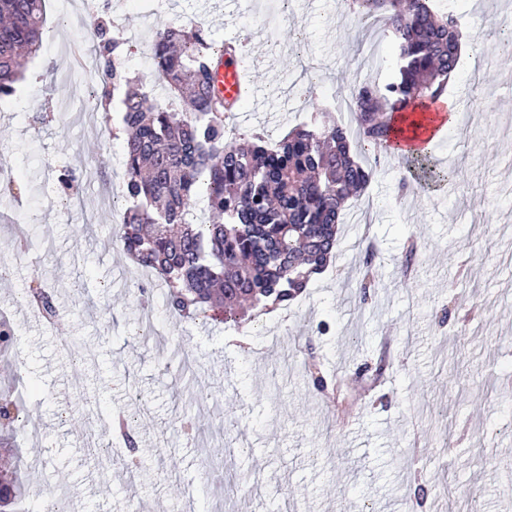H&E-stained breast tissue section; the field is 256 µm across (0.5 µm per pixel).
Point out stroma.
Here are the masks:
<instances>
[{"mask_svg":"<svg viewBox=\"0 0 512 512\" xmlns=\"http://www.w3.org/2000/svg\"><path fill=\"white\" fill-rule=\"evenodd\" d=\"M113 36L135 47L123 63L144 73L153 25L204 26L214 43L250 30L243 59L265 112L244 132L284 136L313 111L297 94L302 72L318 98L348 94L354 76L376 80L393 46L382 30L355 37L344 0H108ZM468 23L462 47L486 45L480 68L461 66L449 96L468 90L474 118L439 141L440 165L459 159L455 193L417 192L397 199V167L379 164L343 224L335 258L288 305L252 328L185 322L165 312L166 290L118 250L99 251L121 223L125 203L122 140L110 125L86 128L76 113L92 104V76L73 63L89 21L80 0H46L42 46L14 97L0 101V164L30 185L0 194V256L12 259L0 280V308L20 338L16 352L36 386L28 411L41 428L40 449L17 437L20 471L32 488L63 496L72 512H412L422 481L429 512H512V54L496 43L498 18L512 0H450ZM107 164L78 198L59 195L55 174ZM36 226L40 243L15 251V223ZM384 258L367 303L353 299L366 240ZM421 255L412 274L409 240ZM52 285L63 317L48 324L17 307L31 278ZM149 285L150 308L137 300ZM449 315H442V308ZM152 323L161 345L134 335ZM313 343L340 388L334 400L311 389L302 350ZM191 359L193 411L209 448L180 437L173 397L177 370ZM383 367L380 380L360 375ZM123 412L137 433L145 469L137 481L102 468Z\"/></svg>","mask_w":512,"mask_h":512,"instance_id":"obj_1","label":"stroma"}]
</instances>
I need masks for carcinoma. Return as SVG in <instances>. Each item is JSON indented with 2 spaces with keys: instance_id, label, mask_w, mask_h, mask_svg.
<instances>
[{
  "instance_id": "cac0c4a2",
  "label": "carcinoma",
  "mask_w": 512,
  "mask_h": 512,
  "mask_svg": "<svg viewBox=\"0 0 512 512\" xmlns=\"http://www.w3.org/2000/svg\"><path fill=\"white\" fill-rule=\"evenodd\" d=\"M356 24L384 17L396 58L383 79L351 86L356 135L316 109L310 122L274 141L264 134H231L224 126V99L215 94L213 71L224 46L202 26L173 25L151 32L154 80L164 90L131 78L121 67L122 43L111 36L112 16L96 10L89 33L97 63L93 110L108 119L120 113L126 132L123 154L129 202L112 243L138 268L157 273L167 288L166 309L182 318L239 323L244 307L269 311L302 295L329 265L348 202L365 190L371 169L358 155L383 150L396 137L388 113L411 115L444 97L462 56L460 20L435 0H346ZM45 22V0H0V100L24 79L20 58L37 54ZM399 192L437 182L457 185V165L437 168L432 152L401 159ZM203 201L214 220L194 213ZM379 251L364 248L355 296L364 303L375 288ZM23 295L46 322L58 319L54 290L33 279ZM13 327L0 318V359L13 357ZM303 369L316 391L335 383L313 352ZM22 394L0 398V447L18 451L14 437L25 420ZM188 441L201 431L196 415L176 413ZM127 468L142 471L132 429L121 430ZM36 495L19 477L0 480V512H18Z\"/></svg>"
}]
</instances>
